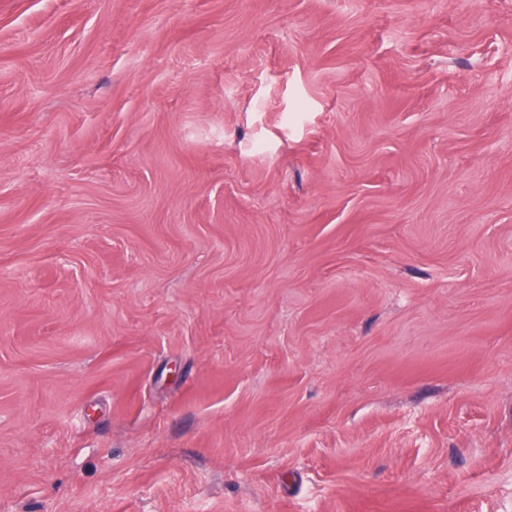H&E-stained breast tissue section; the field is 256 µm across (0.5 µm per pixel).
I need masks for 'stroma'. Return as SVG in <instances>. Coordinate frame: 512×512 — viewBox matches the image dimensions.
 Segmentation results:
<instances>
[{"label": "stroma", "mask_w": 512, "mask_h": 512, "mask_svg": "<svg viewBox=\"0 0 512 512\" xmlns=\"http://www.w3.org/2000/svg\"><path fill=\"white\" fill-rule=\"evenodd\" d=\"M0 512H512V0H0Z\"/></svg>", "instance_id": "stroma-1"}]
</instances>
